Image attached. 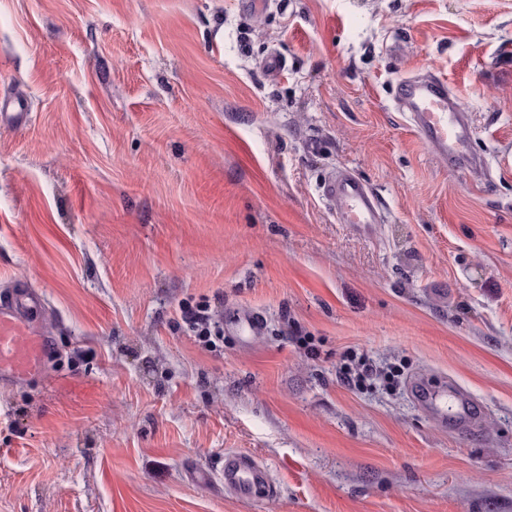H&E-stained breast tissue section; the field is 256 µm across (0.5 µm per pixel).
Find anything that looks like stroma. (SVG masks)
Listing matches in <instances>:
<instances>
[{
	"mask_svg": "<svg viewBox=\"0 0 512 512\" xmlns=\"http://www.w3.org/2000/svg\"><path fill=\"white\" fill-rule=\"evenodd\" d=\"M428 72L482 166L395 110ZM11 97L0 296L43 295L55 355L0 384V512H512V0H0ZM343 167L382 202L369 231L323 196ZM201 298L262 336L202 347ZM355 355L397 388L344 384ZM232 451L278 494L226 491ZM230 329L244 341H252L262 335L264 324L262 319L251 311H241L230 325Z\"/></svg>",
	"mask_w": 512,
	"mask_h": 512,
	"instance_id": "35a3bbf8",
	"label": "stroma"
}]
</instances>
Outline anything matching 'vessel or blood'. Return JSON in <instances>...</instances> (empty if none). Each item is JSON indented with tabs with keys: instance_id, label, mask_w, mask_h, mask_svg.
<instances>
[{
	"instance_id": "1",
	"label": "vessel or blood",
	"mask_w": 512,
	"mask_h": 512,
	"mask_svg": "<svg viewBox=\"0 0 512 512\" xmlns=\"http://www.w3.org/2000/svg\"><path fill=\"white\" fill-rule=\"evenodd\" d=\"M392 95L396 109L404 112L416 135L432 153L447 160L449 168L480 164V156L470 149L469 114L445 78L406 77L397 82ZM323 195L339 223L367 228L383 221V208L373 189L350 172L330 175ZM45 318L43 299L29 288L12 289L9 300L0 305V382L17 383L43 373L51 341L30 333L29 328ZM230 328L249 342L262 335L264 324L258 315L244 310ZM222 479L225 488L245 500L276 493L267 470L245 453L225 455Z\"/></svg>"
}]
</instances>
